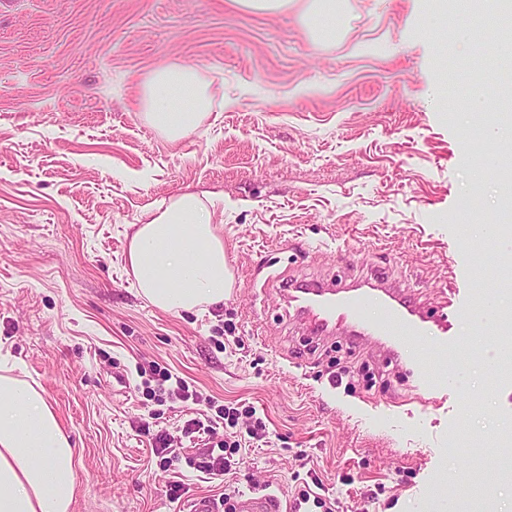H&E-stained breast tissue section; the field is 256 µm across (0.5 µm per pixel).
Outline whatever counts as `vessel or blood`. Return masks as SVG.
<instances>
[{
  "label": "vessel or blood",
  "mask_w": 512,
  "mask_h": 512,
  "mask_svg": "<svg viewBox=\"0 0 512 512\" xmlns=\"http://www.w3.org/2000/svg\"><path fill=\"white\" fill-rule=\"evenodd\" d=\"M284 295L309 335L341 334L373 345L425 403L447 383L448 360L463 349L461 340L449 333L447 304L425 309L412 291L375 275L354 285L302 280L289 284ZM372 309L378 311V318L369 317ZM233 506L234 512H280L281 508L276 495L260 492L238 495Z\"/></svg>",
  "instance_id": "b4317fda"
}]
</instances>
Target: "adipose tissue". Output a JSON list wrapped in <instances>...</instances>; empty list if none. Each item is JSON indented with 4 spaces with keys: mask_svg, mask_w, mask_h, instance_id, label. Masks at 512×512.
<instances>
[{
    "mask_svg": "<svg viewBox=\"0 0 512 512\" xmlns=\"http://www.w3.org/2000/svg\"><path fill=\"white\" fill-rule=\"evenodd\" d=\"M212 105L194 69L166 66L143 85L144 117L180 140L200 129ZM208 194L162 199L134 225L126 262L138 294L165 312H204L222 304L233 275ZM0 358V512H70L77 464L72 445L41 388Z\"/></svg>",
    "mask_w": 512,
    "mask_h": 512,
    "instance_id": "ef3b65f1",
    "label": "adipose tissue"
}]
</instances>
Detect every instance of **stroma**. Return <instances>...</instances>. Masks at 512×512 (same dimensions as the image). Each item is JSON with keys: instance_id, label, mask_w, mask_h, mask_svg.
Instances as JSON below:
<instances>
[{"instance_id": "35a3bbf8", "label": "stroma", "mask_w": 512, "mask_h": 512, "mask_svg": "<svg viewBox=\"0 0 512 512\" xmlns=\"http://www.w3.org/2000/svg\"><path fill=\"white\" fill-rule=\"evenodd\" d=\"M306 8L0 0V346L71 438L70 512H186L228 484L288 512L307 467L336 512H447L431 492L456 494L460 471L491 489L490 512H512V477L488 449L448 451L462 428L512 433V373L472 365L429 404L399 380L330 393L331 358L382 363L342 336L308 353L279 292L375 271L433 307L451 292V332L485 336L475 293L512 267V186L472 181L506 151L462 109L461 65L478 50L444 56L454 30L431 0H342L331 40L314 39ZM183 64L208 83L212 110L171 142L138 99L154 70ZM178 190L224 199L234 288L202 314L158 310L125 271L131 225ZM229 325L241 345L221 344ZM155 364L196 400H150L138 371ZM222 405L266 424L246 464L223 481L164 470L156 433L197 455L208 437L183 427Z\"/></svg>"}]
</instances>
